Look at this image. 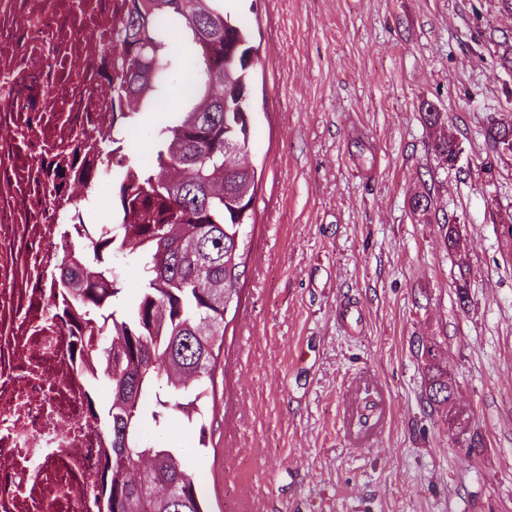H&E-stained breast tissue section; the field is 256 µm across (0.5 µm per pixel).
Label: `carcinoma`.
Masks as SVG:
<instances>
[{
  "label": "carcinoma",
  "instance_id": "obj_1",
  "mask_svg": "<svg viewBox=\"0 0 512 512\" xmlns=\"http://www.w3.org/2000/svg\"><path fill=\"white\" fill-rule=\"evenodd\" d=\"M222 0H129L112 53V224L90 227L91 241L77 246L63 279L66 314L85 326L82 355L95 369L91 383L112 390L107 413L90 402V414L107 437L96 512H206L187 462L162 437L181 419L198 431L227 328L226 314L239 307L240 267L250 240L246 229L256 200L257 170L238 164L249 149L248 109L257 48L247 27ZM167 112L169 121L151 134L146 158L129 159L123 138L144 111ZM436 133L438 165L455 167L457 134L442 113L422 104ZM413 212L427 216L430 194L411 198ZM444 243L457 257L455 291L470 301L468 260L461 229L445 224ZM120 260L136 263L142 288L124 304ZM430 406L452 402L454 385L441 366V346L417 348Z\"/></svg>",
  "mask_w": 512,
  "mask_h": 512
}]
</instances>
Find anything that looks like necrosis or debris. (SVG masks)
I'll list each match as a JSON object with an SVG mask.
<instances>
[{"mask_svg":"<svg viewBox=\"0 0 512 512\" xmlns=\"http://www.w3.org/2000/svg\"><path fill=\"white\" fill-rule=\"evenodd\" d=\"M125 2L0 0V512H91L107 443L56 309L88 240L78 173L112 137L99 64Z\"/></svg>","mask_w":512,"mask_h":512,"instance_id":"4bbe7bcc","label":"necrosis or debris"}]
</instances>
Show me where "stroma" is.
Returning <instances> with one entry per match:
<instances>
[{
    "label": "stroma",
    "instance_id": "1",
    "mask_svg": "<svg viewBox=\"0 0 512 512\" xmlns=\"http://www.w3.org/2000/svg\"><path fill=\"white\" fill-rule=\"evenodd\" d=\"M259 64L251 252L230 313L207 437L165 436L209 512H512V115L498 0H242ZM465 149L444 170L422 104ZM435 199L429 217L413 195ZM460 225V308L445 223ZM442 346L452 408L425 402L418 342ZM381 402L355 443L347 407ZM468 419L448 442V412ZM476 453H468L470 435Z\"/></svg>",
    "mask_w": 512,
    "mask_h": 512
}]
</instances>
